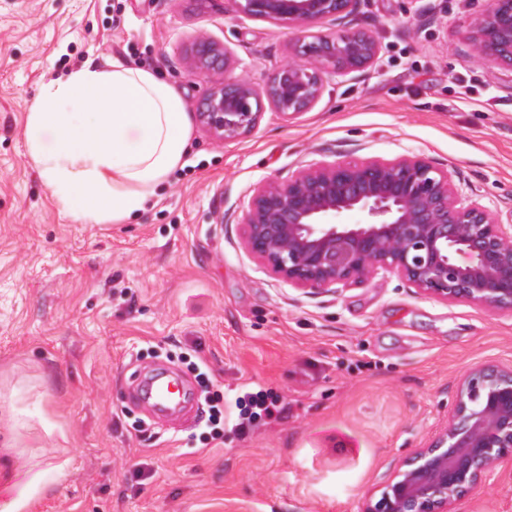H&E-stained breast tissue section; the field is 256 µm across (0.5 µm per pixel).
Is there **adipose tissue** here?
<instances>
[{"mask_svg": "<svg viewBox=\"0 0 512 512\" xmlns=\"http://www.w3.org/2000/svg\"><path fill=\"white\" fill-rule=\"evenodd\" d=\"M192 133L185 102L150 71L86 62L41 84L26 120L28 154L63 215L121 223L181 164Z\"/></svg>", "mask_w": 512, "mask_h": 512, "instance_id": "1", "label": "adipose tissue"}]
</instances>
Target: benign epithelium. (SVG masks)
<instances>
[{"label": "benign epithelium", "mask_w": 512, "mask_h": 512, "mask_svg": "<svg viewBox=\"0 0 512 512\" xmlns=\"http://www.w3.org/2000/svg\"><path fill=\"white\" fill-rule=\"evenodd\" d=\"M359 2L232 0L237 17L288 24L293 42L259 85L244 71L232 72L225 46L193 41L190 74H224L199 101L198 122L231 142L252 132L265 108L286 116L308 112L328 76L373 66L380 46L371 33L316 29L354 14ZM465 40L482 66L512 69V0H490ZM352 212L364 221L345 222ZM242 224L247 251L304 292L351 286L382 271L429 298L512 310V225L461 198L453 171L420 155L323 161L286 181L263 182ZM506 461L512 462V367L483 363L463 378L444 426L367 498L364 512H455Z\"/></svg>", "instance_id": "obj_1"}]
</instances>
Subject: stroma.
Returning <instances> with one entry per match:
<instances>
[{
    "label": "stroma",
    "mask_w": 512,
    "mask_h": 512,
    "mask_svg": "<svg viewBox=\"0 0 512 512\" xmlns=\"http://www.w3.org/2000/svg\"><path fill=\"white\" fill-rule=\"evenodd\" d=\"M488 0H361L323 25L368 30L376 63L329 77L312 111L265 110L224 144L200 124L183 164L120 224L59 212L25 143L40 85L94 60L153 72L188 112L195 36L264 82L284 24L227 0H0V483L51 466L21 512H363L443 425L476 365L512 366V311L425 297L392 273L307 293L254 259L241 217L254 188L320 161L420 155L462 197L512 225V70L462 39ZM192 350L224 401L158 424L133 370L180 371ZM458 512H512V466Z\"/></svg>",
    "instance_id": "stroma-1"
}]
</instances>
